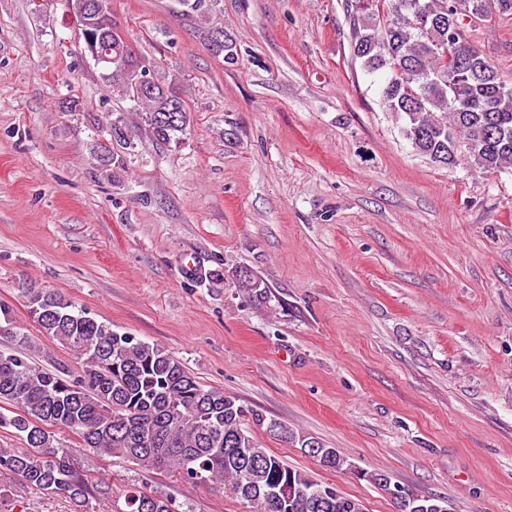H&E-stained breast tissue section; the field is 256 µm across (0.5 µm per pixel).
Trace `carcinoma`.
<instances>
[{
	"instance_id": "carcinoma-1",
	"label": "carcinoma",
	"mask_w": 512,
	"mask_h": 512,
	"mask_svg": "<svg viewBox=\"0 0 512 512\" xmlns=\"http://www.w3.org/2000/svg\"><path fill=\"white\" fill-rule=\"evenodd\" d=\"M217 0H180L188 16H202ZM69 10L86 20L90 44L108 42L110 56H126L125 70L116 73L95 61L100 77L132 104L140 124L130 125L125 112L109 115L106 128L115 144H97L94 155L103 168L123 169L137 148L143 130L157 144L179 148L190 131L185 120L173 121V102L181 99L178 82L161 75L157 63L141 57L90 14L89 0H67ZM353 21V50L363 68L382 77L380 93L387 111L402 120L401 132L413 151L441 166L465 164L483 173L512 166V79L461 38L448 45L449 26L476 16H512V0H348ZM150 65L153 95L134 97L144 64ZM262 305L274 300L288 305L270 287L250 274L234 278ZM25 299L41 335L80 351L78 374L50 370L30 360V337L6 309L0 308V336L15 348L0 350V429L24 442L21 451L3 457L0 469L43 490L62 493L86 507L94 497L112 494V485L75 465L67 448L59 447L56 431H68L80 447L118 458L146 470H175L192 483L229 487L248 512H350L352 497L329 496L326 508H312L297 488L325 483L289 467L260 447L249 425H264L258 410L234 395L206 389L181 361L158 345L119 333L76 307L57 291L36 281H23ZM279 435L321 458L323 443L309 447L310 436L280 426ZM253 445L260 456L255 484L276 483L282 498L271 502L257 493L243 497L237 449ZM123 512H173L167 494L137 487L123 490Z\"/></svg>"
}]
</instances>
